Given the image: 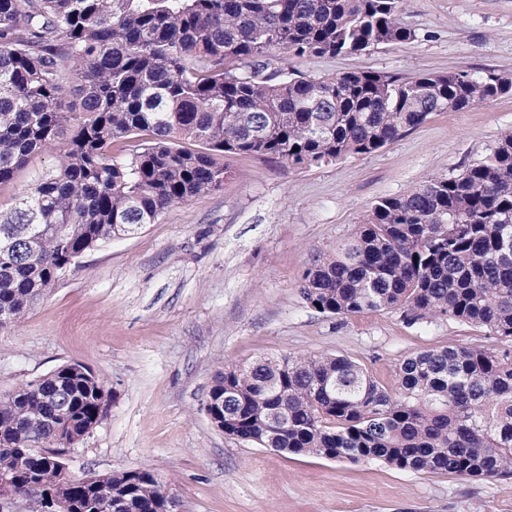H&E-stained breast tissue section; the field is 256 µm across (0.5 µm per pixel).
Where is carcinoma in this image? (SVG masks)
Returning a JSON list of instances; mask_svg holds the SVG:
<instances>
[{"label": "carcinoma", "instance_id": "obj_1", "mask_svg": "<svg viewBox=\"0 0 512 512\" xmlns=\"http://www.w3.org/2000/svg\"><path fill=\"white\" fill-rule=\"evenodd\" d=\"M402 0H0V187L58 152L0 210V314L18 321L87 251L224 184L226 154L317 167L377 152L434 112L512 93L493 70L331 77L275 66L412 42ZM325 316L391 311L409 327H483L489 346L416 351L385 386L343 355L259 359L208 396L224 434L327 460L512 478V133L462 172L378 200L352 236L302 274ZM64 397L69 428L52 418ZM109 395L62 364L0 396V499L30 512H170L151 469L65 483L62 455ZM285 426L271 437L266 421Z\"/></svg>", "mask_w": 512, "mask_h": 512}]
</instances>
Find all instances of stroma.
<instances>
[{
  "instance_id": "stroma-1",
  "label": "stroma",
  "mask_w": 512,
  "mask_h": 512,
  "mask_svg": "<svg viewBox=\"0 0 512 512\" xmlns=\"http://www.w3.org/2000/svg\"><path fill=\"white\" fill-rule=\"evenodd\" d=\"M400 19L415 41L297 66L317 75L512 76V0H405ZM510 131L507 94L435 113L378 152L318 167L225 156L221 188L88 251L19 322L0 327V394L61 364L84 365L110 407L68 448V473L152 469L183 512H512V479L260 448L225 435L203 408L217 373L258 358L345 355L388 385L412 352L490 343L486 329L454 321L409 327L388 311L327 317L307 307L298 285L377 200L458 174Z\"/></svg>"
}]
</instances>
